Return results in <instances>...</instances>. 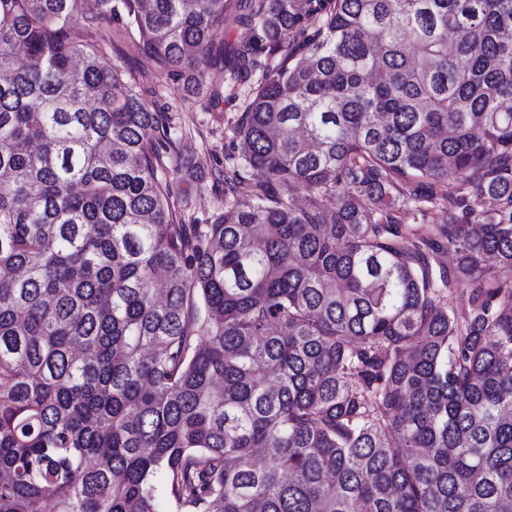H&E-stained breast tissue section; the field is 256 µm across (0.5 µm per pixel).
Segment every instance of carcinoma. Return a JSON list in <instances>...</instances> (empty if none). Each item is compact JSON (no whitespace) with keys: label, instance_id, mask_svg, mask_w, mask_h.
I'll return each mask as SVG.
<instances>
[{"label":"carcinoma","instance_id":"obj_1","mask_svg":"<svg viewBox=\"0 0 512 512\" xmlns=\"http://www.w3.org/2000/svg\"><path fill=\"white\" fill-rule=\"evenodd\" d=\"M100 2L0 0V512H512V0ZM119 13L246 87L207 224Z\"/></svg>","mask_w":512,"mask_h":512}]
</instances>
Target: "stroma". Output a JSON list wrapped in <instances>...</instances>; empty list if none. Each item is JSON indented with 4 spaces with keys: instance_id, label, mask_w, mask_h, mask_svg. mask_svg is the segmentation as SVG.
I'll return each mask as SVG.
<instances>
[{
    "instance_id": "stroma-1",
    "label": "stroma",
    "mask_w": 512,
    "mask_h": 512,
    "mask_svg": "<svg viewBox=\"0 0 512 512\" xmlns=\"http://www.w3.org/2000/svg\"><path fill=\"white\" fill-rule=\"evenodd\" d=\"M103 50L135 77L151 108L166 113L172 127L184 135V147L201 175L190 187L183 207L186 223L203 224L224 202L219 172L229 169L236 153L233 127L244 110L243 98H226L211 104L203 97H184L183 81L153 80V60L136 33L125 31L122 22L103 21L95 32Z\"/></svg>"
}]
</instances>
